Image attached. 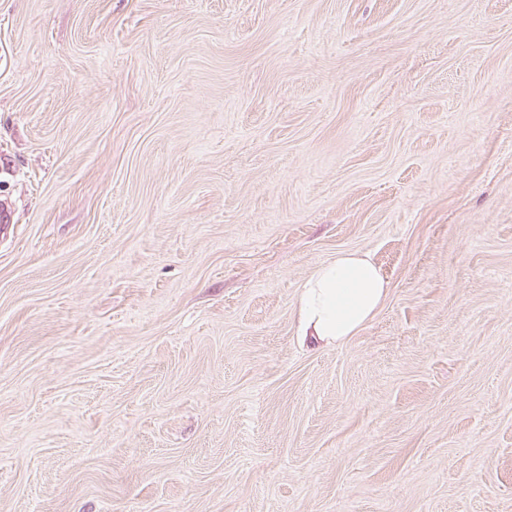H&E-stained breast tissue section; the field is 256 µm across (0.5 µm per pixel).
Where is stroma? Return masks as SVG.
I'll return each instance as SVG.
<instances>
[{
	"mask_svg": "<svg viewBox=\"0 0 512 512\" xmlns=\"http://www.w3.org/2000/svg\"><path fill=\"white\" fill-rule=\"evenodd\" d=\"M1 200L0 512H512V0H0ZM387 280L366 251H341L315 269L297 299V332L303 344H340L373 316Z\"/></svg>",
	"mask_w": 512,
	"mask_h": 512,
	"instance_id": "obj_1",
	"label": "stroma"
}]
</instances>
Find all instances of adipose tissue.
<instances>
[{
    "instance_id": "1",
    "label": "adipose tissue",
    "mask_w": 512,
    "mask_h": 512,
    "mask_svg": "<svg viewBox=\"0 0 512 512\" xmlns=\"http://www.w3.org/2000/svg\"><path fill=\"white\" fill-rule=\"evenodd\" d=\"M387 281L366 251H341L315 269L297 299L299 339L311 346L344 342L373 316Z\"/></svg>"
}]
</instances>
